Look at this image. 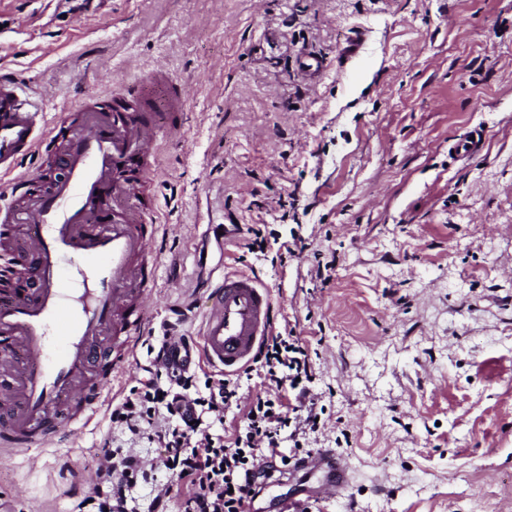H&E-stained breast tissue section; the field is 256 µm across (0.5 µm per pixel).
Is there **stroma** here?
<instances>
[{
    "label": "stroma",
    "mask_w": 512,
    "mask_h": 512,
    "mask_svg": "<svg viewBox=\"0 0 512 512\" xmlns=\"http://www.w3.org/2000/svg\"><path fill=\"white\" fill-rule=\"evenodd\" d=\"M0 26L47 123L136 80L186 92L139 196L159 287L106 396L146 381L169 327L199 343L212 272H245L311 358L319 429L284 454L351 473L324 499L320 472L277 467L253 512H512V0H0ZM476 126L479 152L453 154ZM110 415L0 447V506L78 512L108 441L153 473L137 512L162 492L183 512L156 444ZM304 469L310 468L313 471L323 473V494L335 496L345 491L350 484V470L342 457H336L333 452L326 450L316 455H310L306 461L301 462Z\"/></svg>",
    "instance_id": "stroma-1"
}]
</instances>
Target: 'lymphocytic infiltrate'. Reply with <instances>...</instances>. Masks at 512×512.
<instances>
[{"label": "lymphocytic infiltrate", "mask_w": 512, "mask_h": 512, "mask_svg": "<svg viewBox=\"0 0 512 512\" xmlns=\"http://www.w3.org/2000/svg\"><path fill=\"white\" fill-rule=\"evenodd\" d=\"M262 384L297 389L298 403L256 395L244 414V427L232 438L207 431L206 417L223 413L238 400V381L224 377L204 396L187 398L196 385L187 369L172 371L169 385L151 378L141 390L113 406V423L132 435L147 436L162 449L160 466L172 471L186 490L184 512H245L257 494V458L276 468L282 458V434L288 427L316 429L318 416L308 399L311 368L305 347L292 334L273 333L259 345L247 367ZM107 459L94 487L97 512H136L133 491L149 482L134 449L102 446Z\"/></svg>", "instance_id": "obj_1"}]
</instances>
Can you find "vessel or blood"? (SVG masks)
Wrapping results in <instances>:
<instances>
[{"mask_svg": "<svg viewBox=\"0 0 512 512\" xmlns=\"http://www.w3.org/2000/svg\"><path fill=\"white\" fill-rule=\"evenodd\" d=\"M144 85L100 99L74 122L47 124L21 82L0 62V178L19 203L0 205V224L14 253L0 274V376L10 404L0 446L55 445L86 426L103 407L93 372L130 366L144 324V302L157 282L152 256L158 227L133 200L151 182L155 113L142 108ZM63 175L31 184L19 170L42 163L57 141ZM272 297L246 273L224 275L211 290L199 356L229 371L249 364L271 327ZM323 493L350 484L335 453L309 456Z\"/></svg>", "mask_w": 512, "mask_h": 512, "instance_id": "obj_1", "label": "vessel or blood"}]
</instances>
